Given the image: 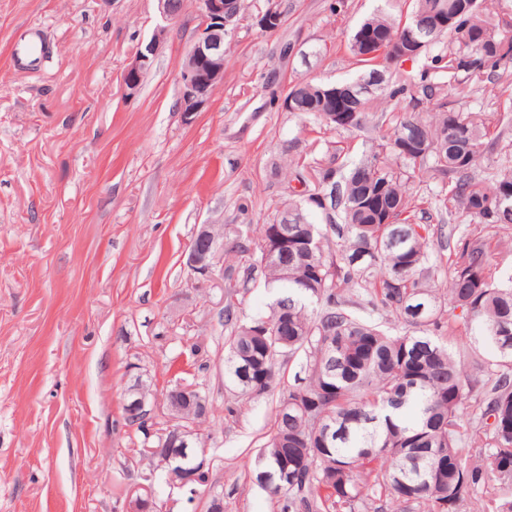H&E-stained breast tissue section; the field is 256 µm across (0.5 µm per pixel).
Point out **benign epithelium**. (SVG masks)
<instances>
[{"instance_id": "obj_1", "label": "benign epithelium", "mask_w": 512, "mask_h": 512, "mask_svg": "<svg viewBox=\"0 0 512 512\" xmlns=\"http://www.w3.org/2000/svg\"><path fill=\"white\" fill-rule=\"evenodd\" d=\"M197 37L183 60L180 71V111L192 115L203 110L209 103L214 89L224 81V36L227 27L235 24L241 14V0H196ZM255 24L261 30L271 32L281 26V17L275 11H260ZM167 36V27L159 26L150 40L140 44L125 69L123 82L128 93L139 89L145 74L162 48ZM288 223V212L282 211L272 221L267 252L270 255L288 254V232L281 225ZM218 233L212 224H203L189 245L188 265L197 275L210 278L214 272H224V243L217 241ZM124 403L135 417L136 423L153 420V409L148 403V389L141 379L123 394ZM163 403L169 418V425L161 432L153 433L147 428L143 451L159 457L168 465H177L173 473L175 485L197 488L194 481L198 474L207 469L205 460L191 467L178 464L186 459L188 449L194 447V423L191 418L181 416L184 407H193L199 414L206 415L210 399L202 395L199 388L184 382H177L166 388Z\"/></svg>"}]
</instances>
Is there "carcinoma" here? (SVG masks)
Returning <instances> with one entry per match:
<instances>
[{"label": "carcinoma", "instance_id": "cac0c4a2", "mask_svg": "<svg viewBox=\"0 0 512 512\" xmlns=\"http://www.w3.org/2000/svg\"><path fill=\"white\" fill-rule=\"evenodd\" d=\"M488 0H413L406 20L379 9L354 30L349 49L365 79L388 75V101L430 105L427 112L387 115L377 96L343 106L352 120L334 129L377 131L370 153L337 177L332 162L292 160L288 209L338 214L340 224H290L288 256L265 258L267 225L255 237L227 228L222 319L230 328L224 382L244 396L270 394L280 385L279 358L299 356L305 381L279 392L270 433L259 450L258 484L281 497V512H512V277L495 278L486 245L449 234L446 262H430L422 220L462 218L511 225L512 156L500 159L488 182L472 170L486 148L483 112L448 108L450 89L473 91L512 62V22L480 18ZM440 17L448 26L437 27ZM379 35L397 48L413 36L428 43L414 73L376 63L357 49L359 36ZM358 79V80H360ZM298 81L288 88L290 111L324 124L325 90L351 86ZM410 140L412 150L400 148ZM414 167L451 178L416 214L410 192ZM390 223H383L380 212ZM276 295L269 314L239 320L233 296L248 290L255 273ZM362 303L393 318L389 334L351 308ZM459 309L469 333L491 350L457 353L438 334L449 328L447 306ZM486 373L488 381L480 379Z\"/></svg>", "mask_w": 512, "mask_h": 512}]
</instances>
